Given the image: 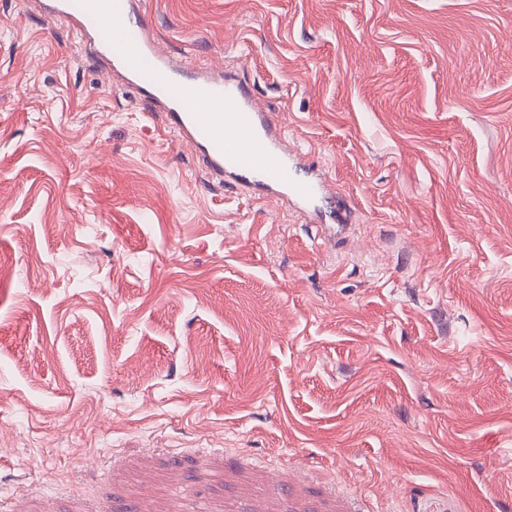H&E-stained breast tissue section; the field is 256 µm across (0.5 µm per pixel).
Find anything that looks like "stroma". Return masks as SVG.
Returning a JSON list of instances; mask_svg holds the SVG:
<instances>
[{
	"instance_id": "35a3bbf8",
	"label": "stroma",
	"mask_w": 512,
	"mask_h": 512,
	"mask_svg": "<svg viewBox=\"0 0 512 512\" xmlns=\"http://www.w3.org/2000/svg\"><path fill=\"white\" fill-rule=\"evenodd\" d=\"M0 0V512H512V0H143L351 210L322 238Z\"/></svg>"
}]
</instances>
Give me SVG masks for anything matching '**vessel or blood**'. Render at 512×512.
<instances>
[{"label": "vessel or blood", "mask_w": 512, "mask_h": 512, "mask_svg": "<svg viewBox=\"0 0 512 512\" xmlns=\"http://www.w3.org/2000/svg\"><path fill=\"white\" fill-rule=\"evenodd\" d=\"M49 14L93 36L98 55L162 103L166 130L198 154L206 171L257 186L302 211H320L328 184L288 148L273 114L261 111L235 79L173 65L146 38L149 22L139 0H57Z\"/></svg>", "instance_id": "1"}]
</instances>
